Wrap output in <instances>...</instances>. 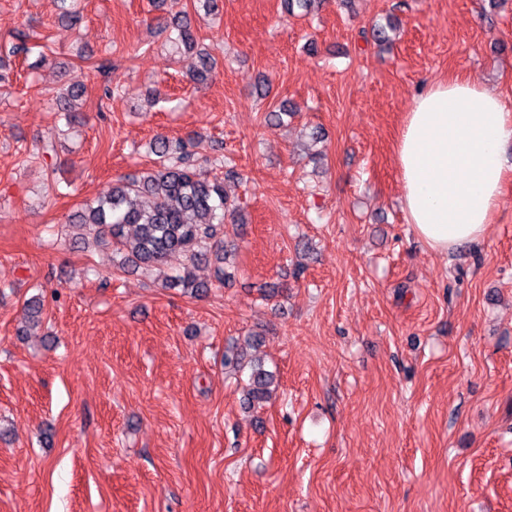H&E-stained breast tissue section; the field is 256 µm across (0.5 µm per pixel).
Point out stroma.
<instances>
[{
    "label": "stroma",
    "mask_w": 512,
    "mask_h": 512,
    "mask_svg": "<svg viewBox=\"0 0 512 512\" xmlns=\"http://www.w3.org/2000/svg\"><path fill=\"white\" fill-rule=\"evenodd\" d=\"M149 2L79 0L72 26L56 0H0V45L27 26L46 46L9 57L0 85V512H512V179L484 235L440 254L406 221L396 159L431 81L470 76L512 104V0L305 17L181 0L217 59L203 86ZM391 16L390 48L363 41ZM63 87L84 91L69 137L49 108ZM158 135L243 176L226 185L234 279L200 298L68 226L152 167ZM265 283L282 296L261 300ZM36 295L42 326L19 336ZM251 332L279 384L254 411L224 372Z\"/></svg>",
    "instance_id": "35a3bbf8"
}]
</instances>
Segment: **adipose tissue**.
<instances>
[{
  "instance_id": "1",
  "label": "adipose tissue",
  "mask_w": 512,
  "mask_h": 512,
  "mask_svg": "<svg viewBox=\"0 0 512 512\" xmlns=\"http://www.w3.org/2000/svg\"><path fill=\"white\" fill-rule=\"evenodd\" d=\"M512 107L481 82L454 76L421 91L397 147L408 224L438 253L479 240L512 164Z\"/></svg>"
}]
</instances>
